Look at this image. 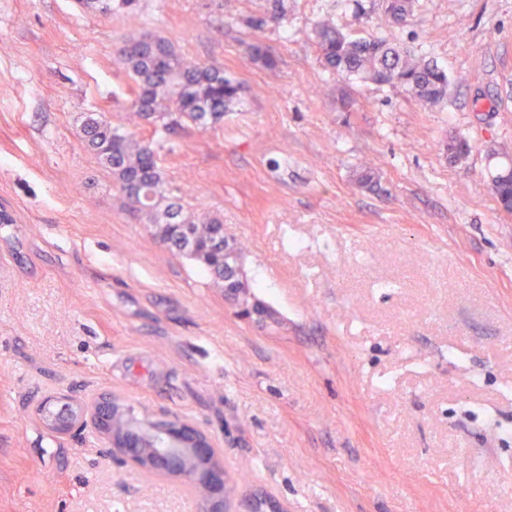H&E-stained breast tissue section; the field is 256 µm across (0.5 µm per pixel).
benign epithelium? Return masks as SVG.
Listing matches in <instances>:
<instances>
[{
  "label": "benign epithelium",
  "instance_id": "1",
  "mask_svg": "<svg viewBox=\"0 0 512 512\" xmlns=\"http://www.w3.org/2000/svg\"><path fill=\"white\" fill-rule=\"evenodd\" d=\"M37 414L55 433L93 430L110 448L112 460L123 467L188 486L196 512H284L265 494L233 498L223 450L190 420L177 416L143 419L131 405L111 395L88 402L52 396L39 405Z\"/></svg>",
  "mask_w": 512,
  "mask_h": 512
}]
</instances>
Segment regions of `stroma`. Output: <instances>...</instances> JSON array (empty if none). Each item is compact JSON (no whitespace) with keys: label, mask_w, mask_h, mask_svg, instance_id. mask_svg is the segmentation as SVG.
Here are the masks:
<instances>
[{"label":"stroma","mask_w":512,"mask_h":512,"mask_svg":"<svg viewBox=\"0 0 512 512\" xmlns=\"http://www.w3.org/2000/svg\"><path fill=\"white\" fill-rule=\"evenodd\" d=\"M284 4L257 28L267 0H0V512H193L91 433L44 428L58 393L197 422L244 493L288 512H512V215L489 190L512 166V0H418L399 24L382 0ZM327 21L427 55L447 98L330 75ZM133 32L242 87L215 126L155 138L186 210L245 244L275 321L237 316L130 220L85 147V113L128 123Z\"/></svg>","instance_id":"stroma-1"}]
</instances>
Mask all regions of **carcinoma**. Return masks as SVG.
<instances>
[{"instance_id":"cac0c4a2","label":"carcinoma","mask_w":512,"mask_h":512,"mask_svg":"<svg viewBox=\"0 0 512 512\" xmlns=\"http://www.w3.org/2000/svg\"><path fill=\"white\" fill-rule=\"evenodd\" d=\"M414 8L415 0H387L384 13L398 23ZM314 35L323 66L332 75L377 86H400L424 107L440 103L448 94V74L443 68L385 36L353 38L330 23L320 24ZM116 54L137 87L132 108L139 126L171 131L189 122L202 127L217 124L241 99V85L225 76L224 69L189 61L161 35L145 42L132 33ZM247 54L266 69L278 65L277 58L260 44L248 45ZM82 138L112 174L126 213L152 225L161 245L198 266L215 286L234 289L236 305L250 309L260 302L243 269L242 248L216 236L222 224L219 217L184 213L172 195L152 141L136 129L112 125L97 112L84 116ZM446 151L458 161L469 153V144L463 138H451ZM490 191L500 209L511 215L512 168L493 176Z\"/></svg>"}]
</instances>
